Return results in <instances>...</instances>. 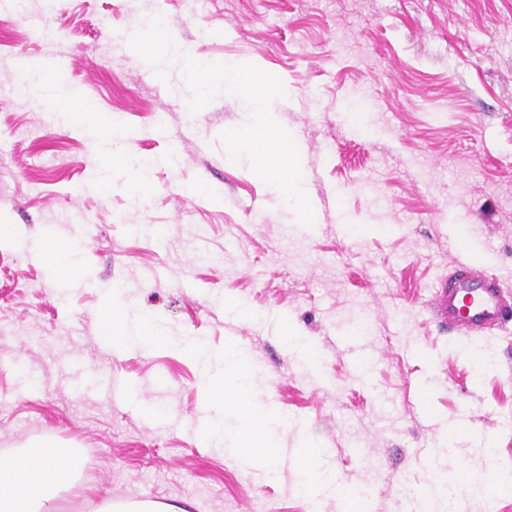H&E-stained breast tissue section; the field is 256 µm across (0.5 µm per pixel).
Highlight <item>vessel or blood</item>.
<instances>
[{
	"mask_svg": "<svg viewBox=\"0 0 512 512\" xmlns=\"http://www.w3.org/2000/svg\"><path fill=\"white\" fill-rule=\"evenodd\" d=\"M433 308L439 323L455 328L472 341L512 321V290L487 270L457 261L437 289Z\"/></svg>",
	"mask_w": 512,
	"mask_h": 512,
	"instance_id": "obj_1",
	"label": "vessel or blood"
}]
</instances>
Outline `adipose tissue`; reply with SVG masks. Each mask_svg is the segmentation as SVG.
I'll return each instance as SVG.
<instances>
[{"label": "adipose tissue", "instance_id": "ef3b65f1", "mask_svg": "<svg viewBox=\"0 0 512 512\" xmlns=\"http://www.w3.org/2000/svg\"><path fill=\"white\" fill-rule=\"evenodd\" d=\"M18 78L23 91L34 101L46 103L61 123L77 119L87 127L103 157L92 183L108 184L114 169H135L136 155L124 142V133L111 117L70 92L63 90L52 72L36 66H22ZM38 252L47 257L52 268L63 273L66 282H74L79 274L77 248L73 240L48 237L38 244ZM121 289H113L108 312L102 320V333L118 347L149 345L165 336L153 317L134 313L123 306ZM184 351L202 367L209 381L208 391L215 405L214 414L206 416V436L219 444H227L229 453L242 466L259 467L274 478L279 473L286 451L283 436L291 423L271 400L254 387L258 367L249 355L234 346L221 353H202L197 342H188ZM294 461L305 477L308 490H327L351 499L350 489L336 482V471L327 465L321 448L304 439ZM79 483L76 462L64 461L56 454L52 440L29 441L11 458L0 459V512H57L59 493L70 491Z\"/></svg>", "mask_w": 512, "mask_h": 512}]
</instances>
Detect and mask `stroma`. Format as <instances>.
<instances>
[{"instance_id": "1", "label": "stroma", "mask_w": 512, "mask_h": 512, "mask_svg": "<svg viewBox=\"0 0 512 512\" xmlns=\"http://www.w3.org/2000/svg\"><path fill=\"white\" fill-rule=\"evenodd\" d=\"M159 15L181 49L246 58L289 98L315 230L280 204L220 135L249 108L198 113L176 65L159 79L117 37ZM54 61L61 85L124 113L132 149L159 158L153 192L91 186L81 124L49 121L16 84L18 59ZM163 114V123L153 114ZM0 451L34 438L90 449L93 475L62 512H307L299 472L266 480L182 420L202 418L201 367L174 347L243 348L258 387L301 421L367 512H411L402 484L457 428L447 465L512 475V324L460 354L430 302L452 258L512 287V0H21L0 7ZM77 240L84 277L61 287L33 244ZM160 269L151 277L150 269ZM171 343L113 347L100 334L114 283ZM239 299L259 316L226 312ZM287 318L314 356L289 348ZM364 356L365 382L353 361ZM161 411L167 427L147 420Z\"/></svg>"}]
</instances>
